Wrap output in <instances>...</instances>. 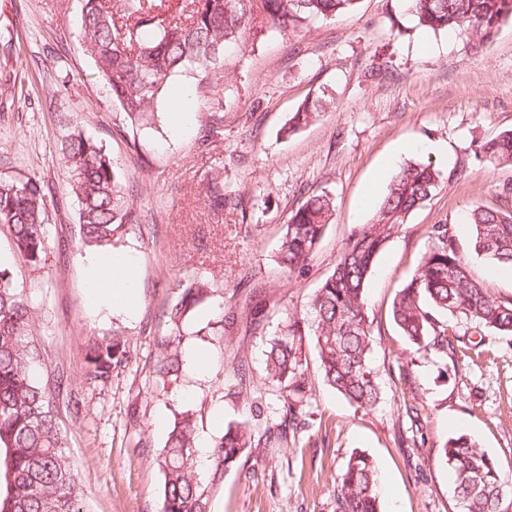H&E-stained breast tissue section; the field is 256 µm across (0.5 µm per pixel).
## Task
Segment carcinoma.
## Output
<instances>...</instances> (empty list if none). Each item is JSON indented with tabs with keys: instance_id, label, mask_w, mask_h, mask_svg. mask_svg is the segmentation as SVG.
I'll return each mask as SVG.
<instances>
[{
	"instance_id": "carcinoma-1",
	"label": "carcinoma",
	"mask_w": 512,
	"mask_h": 512,
	"mask_svg": "<svg viewBox=\"0 0 512 512\" xmlns=\"http://www.w3.org/2000/svg\"><path fill=\"white\" fill-rule=\"evenodd\" d=\"M359 0H84L81 34L86 52L109 88L112 101L131 127L148 121L167 80L187 71L214 77L223 68L224 51L245 45L265 30L299 32L312 19H333L353 11ZM419 25L433 30L461 29L481 43L512 19V0H409ZM323 108L307 100L293 113L288 132L309 124ZM484 152L497 165L512 167V131L493 138ZM70 187L79 207L80 244L101 248L140 216L129 203L125 175L94 139L79 132L62 146ZM443 174L430 165L409 162L393 177L372 222L355 232L333 272L312 295L306 316L291 322L265 350L267 378L288 391L284 419L256 436L242 424H230L212 447L213 469L206 480L196 473V421L182 412L174 418L160 460L161 512H208L210 494L236 468L248 448L284 442L297 430V404L307 395L302 342L317 355L324 383L347 401L373 407L380 387L370 365L374 345L366 288L377 255L408 216L430 200ZM207 199L224 210L222 168H211ZM334 212L326 193L308 196L291 213L281 237L278 259L292 272L304 268ZM50 201L40 178L0 179V224L8 227L14 249L38 267L48 250L45 227ZM472 250L497 264L512 266V211L476 206L468 213ZM432 245L416 272L396 293L391 315L399 333L418 352L454 354L448 342L446 314L477 327L512 335V299L492 296L472 277L448 225L434 224ZM210 283L195 279L166 308L167 322L178 326ZM269 294H249V318L258 329L267 317ZM127 360L124 343L89 347L87 376L104 383ZM41 351L35 307L12 273L0 268V512H81L73 464L58 424L51 394L64 377L38 376ZM177 353L158 360L162 378L178 374ZM455 481L462 512H512V480L496 459L466 434L440 444ZM338 512H380L378 475L372 460L353 453L334 479Z\"/></svg>"
}]
</instances>
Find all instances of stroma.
Masks as SVG:
<instances>
[{
	"mask_svg": "<svg viewBox=\"0 0 512 512\" xmlns=\"http://www.w3.org/2000/svg\"><path fill=\"white\" fill-rule=\"evenodd\" d=\"M82 0H0V178H41L51 200L49 249L30 266L0 225V264L37 309L44 359L64 376L60 428L84 512H161L159 456L175 415L193 412L196 439L225 425L260 432L285 395L265 371L268 340L304 317L358 225L370 223L398 168L430 164L447 176L379 253L367 289L381 398L350 404L326 386L304 343L310 393L287 443L248 450L210 497L209 512H336L333 482L351 453L374 461L381 512H461L440 439L465 433L512 478V336L488 333L468 354L415 351L391 318L396 292L418 268L432 225L444 224L472 274L512 297V268L470 251V209L512 210V168L484 143L512 130V22L475 45L460 32L418 25L407 0H360L353 12L314 19L300 33L270 31L224 54L210 80L169 79L149 124L127 125L80 37ZM327 105L295 134L283 128L305 100ZM223 121L224 137L202 136ZM100 141L123 169L142 214L111 249L135 259L137 304L126 315L94 301L78 205L61 144L74 131ZM223 162L213 212L206 183ZM336 211L308 265L288 272L277 253L289 215L311 194ZM213 287L180 328L162 313L187 282ZM271 296L263 327L247 320L250 285ZM120 334L127 360L103 384L87 379L92 341ZM178 351V379L154 366ZM209 356L206 369L193 355ZM80 403V412L66 407Z\"/></svg>",
	"mask_w": 512,
	"mask_h": 512,
	"instance_id": "obj_1",
	"label": "stroma"
}]
</instances>
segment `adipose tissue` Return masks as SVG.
<instances>
[{
  "mask_svg": "<svg viewBox=\"0 0 512 512\" xmlns=\"http://www.w3.org/2000/svg\"><path fill=\"white\" fill-rule=\"evenodd\" d=\"M129 264V256L122 253L90 260L87 281L98 302L134 311L137 282L127 274Z\"/></svg>",
  "mask_w": 512,
  "mask_h": 512,
  "instance_id": "obj_1",
  "label": "adipose tissue"
}]
</instances>
